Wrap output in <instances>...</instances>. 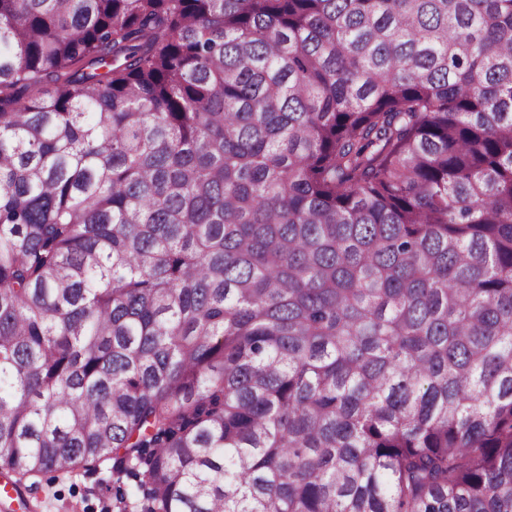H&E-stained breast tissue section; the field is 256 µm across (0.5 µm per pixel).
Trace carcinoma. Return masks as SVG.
<instances>
[{
	"instance_id": "1",
	"label": "carcinoma",
	"mask_w": 512,
	"mask_h": 512,
	"mask_svg": "<svg viewBox=\"0 0 512 512\" xmlns=\"http://www.w3.org/2000/svg\"><path fill=\"white\" fill-rule=\"evenodd\" d=\"M104 463L512 512V0H0V469Z\"/></svg>"
}]
</instances>
